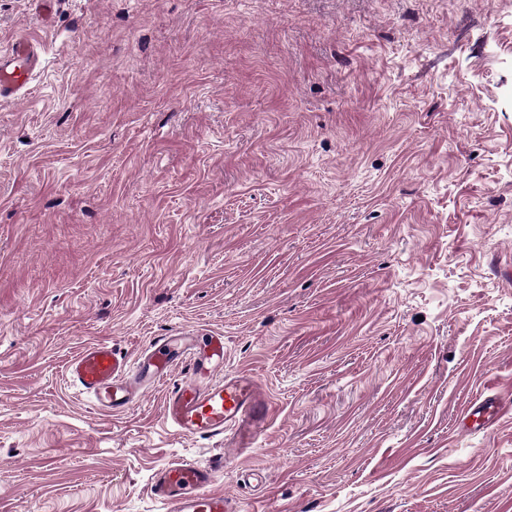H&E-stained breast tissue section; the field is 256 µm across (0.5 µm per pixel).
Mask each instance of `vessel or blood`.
Returning a JSON list of instances; mask_svg holds the SVG:
<instances>
[{
  "instance_id": "obj_1",
  "label": "vessel or blood",
  "mask_w": 512,
  "mask_h": 512,
  "mask_svg": "<svg viewBox=\"0 0 512 512\" xmlns=\"http://www.w3.org/2000/svg\"><path fill=\"white\" fill-rule=\"evenodd\" d=\"M37 63L35 45L17 39L8 55H0V97L24 94ZM179 365L187 375L165 394L167 426L185 437H229L239 448L254 447L271 402L251 375L224 372L222 335L207 336L199 344L161 338L133 362L109 343H92L69 362L66 381L76 395L91 397L97 409L118 414L133 405L142 385L161 384ZM510 410L511 402L488 397L472 405L466 417L471 428L483 430ZM219 471L216 465L175 461L153 473L151 491L164 512H243L241 503L215 491Z\"/></svg>"
}]
</instances>
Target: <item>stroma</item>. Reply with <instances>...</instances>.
Segmentation results:
<instances>
[{
    "label": "stroma",
    "mask_w": 512,
    "mask_h": 512,
    "mask_svg": "<svg viewBox=\"0 0 512 512\" xmlns=\"http://www.w3.org/2000/svg\"><path fill=\"white\" fill-rule=\"evenodd\" d=\"M0 512H161L228 443L68 389L187 329L274 403L250 512H512V0H0ZM37 63L36 46L26 38L17 39L7 56L0 55V97L24 94ZM512 409V404L503 398L487 397L472 405L465 413L470 428L489 429L501 419L505 412Z\"/></svg>",
    "instance_id": "35a3bbf8"
}]
</instances>
